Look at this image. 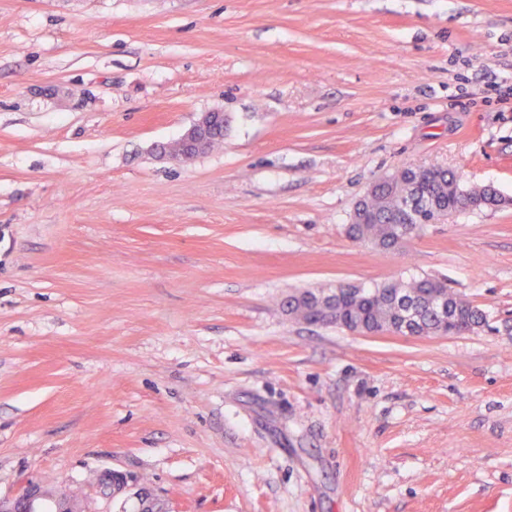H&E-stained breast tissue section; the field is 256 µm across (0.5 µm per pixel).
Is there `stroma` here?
I'll use <instances>...</instances> for the list:
<instances>
[{
  "mask_svg": "<svg viewBox=\"0 0 512 512\" xmlns=\"http://www.w3.org/2000/svg\"><path fill=\"white\" fill-rule=\"evenodd\" d=\"M510 75L512 0H0V499L136 512L116 470L167 512H512ZM406 166L504 203L353 241ZM413 275L485 326L284 306ZM221 119L225 123L223 112H206L187 128L179 139L180 150L165 153L171 160L187 163L203 154L208 149V133L213 125ZM112 478H113V472H111V471H106L102 476L101 489L103 491H102L101 495L104 499L114 498L115 496H117L119 494L136 489L132 493V496H133V498L137 499L140 512H159V511H161V510H158L157 499L154 497L152 492L143 491L142 488H138L135 481H133L129 477L126 479H123L122 477H117L116 478L117 485H119L120 479H123V480H122L121 488L119 489V491H116L113 493ZM49 492L42 490L39 485L31 484L27 487L22 497L15 501L0 499L1 512H34L35 502L49 497Z\"/></svg>",
  "mask_w": 512,
  "mask_h": 512,
  "instance_id": "obj_1",
  "label": "stroma"
}]
</instances>
